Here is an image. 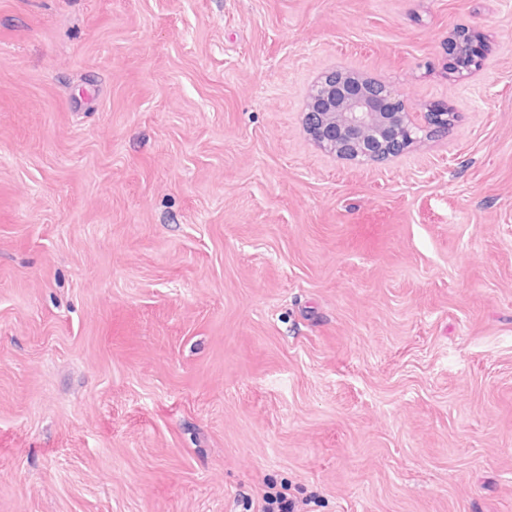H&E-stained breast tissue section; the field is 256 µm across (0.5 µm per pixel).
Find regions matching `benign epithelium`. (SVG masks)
<instances>
[{"label": "benign epithelium", "mask_w": 512, "mask_h": 512, "mask_svg": "<svg viewBox=\"0 0 512 512\" xmlns=\"http://www.w3.org/2000/svg\"><path fill=\"white\" fill-rule=\"evenodd\" d=\"M472 38L454 35L452 61L460 60ZM433 113L412 111L393 88L376 80L321 74L306 98L304 123L318 146L336 157L366 163L400 154L405 142L431 128Z\"/></svg>", "instance_id": "7a95c632"}]
</instances>
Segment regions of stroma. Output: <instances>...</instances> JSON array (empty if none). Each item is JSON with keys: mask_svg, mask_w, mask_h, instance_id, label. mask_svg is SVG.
Returning <instances> with one entry per match:
<instances>
[{"mask_svg": "<svg viewBox=\"0 0 512 512\" xmlns=\"http://www.w3.org/2000/svg\"><path fill=\"white\" fill-rule=\"evenodd\" d=\"M334 68L454 121L337 159ZM269 485L512 512V0H0V512Z\"/></svg>", "mask_w": 512, "mask_h": 512, "instance_id": "1", "label": "stroma"}]
</instances>
